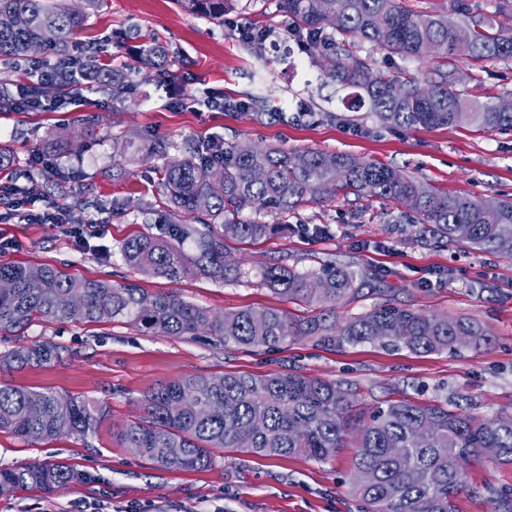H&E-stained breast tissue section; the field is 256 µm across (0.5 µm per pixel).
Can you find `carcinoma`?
Listing matches in <instances>:
<instances>
[{"label":"carcinoma","mask_w":512,"mask_h":512,"mask_svg":"<svg viewBox=\"0 0 512 512\" xmlns=\"http://www.w3.org/2000/svg\"><path fill=\"white\" fill-rule=\"evenodd\" d=\"M188 13L213 21L237 8V0H178ZM74 9L66 0H0V17H20L21 27L0 26V60L26 59L40 53L68 62L72 40L100 0H83ZM293 20V35L322 54L327 82L349 91L348 107L367 108L392 128L468 126L481 132L512 130V112L497 104L469 99L457 89L448 57L496 61L512 58V10L499 16L475 15L470 0H450L448 12L422 13L406 0H278ZM466 20L471 41L461 47L455 33ZM274 31L255 28L239 33L259 52ZM367 42L388 56L440 61L420 82L406 72L371 68L350 48ZM169 58L168 49L150 40L130 69L145 75ZM119 98L130 83L97 61ZM260 90L228 109L264 111ZM168 202L164 228L139 234L122 246L125 263L148 277L177 278L192 269L215 282H254L288 300L321 308L297 321L275 309L245 308L216 312L175 291L149 293L134 284L78 278L49 266L0 263V333H19L37 321L104 323L121 321L145 335L206 336L226 347L272 351L290 341L312 337L323 344L371 340L416 355L461 350L458 338L478 348L491 342L481 323L423 314L392 304L336 321V303L356 291V275L341 265L320 272L273 264L251 272L227 256L226 241L257 242L288 231L284 218L308 204H324L339 195L376 196L413 214L418 236L512 259V198L448 193L423 184L386 164L363 157L321 151L289 152L260 145L247 151L224 144L222 157L209 146L187 143L183 154L166 161L162 180ZM245 211L272 213L275 224L240 219ZM191 243L185 247L184 243ZM59 347L46 341L0 353V373L59 359ZM142 414L120 424L115 436L125 448L164 468L200 469L211 465L213 450L264 457L303 456L328 462L356 439L357 457L349 493L362 512H453L465 488L464 462L497 448L496 462L512 464V412L480 418L457 412L440 401L387 400L368 417L353 413V399L341 384L298 370L255 375L245 372L187 374L161 383L139 398ZM107 406L89 397L36 391L0 380V432L30 443L96 435ZM80 474L70 465L0 467V494L18 490H56Z\"/></svg>","instance_id":"obj_1"}]
</instances>
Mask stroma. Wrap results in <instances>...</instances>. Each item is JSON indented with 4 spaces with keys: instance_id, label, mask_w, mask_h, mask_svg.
<instances>
[{
    "instance_id": "obj_1",
    "label": "stroma",
    "mask_w": 512,
    "mask_h": 512,
    "mask_svg": "<svg viewBox=\"0 0 512 512\" xmlns=\"http://www.w3.org/2000/svg\"><path fill=\"white\" fill-rule=\"evenodd\" d=\"M269 26L276 36L262 55L238 41L236 28ZM158 38L174 52L169 65L148 77H133L124 100L100 84L86 91L82 106L57 112H1L0 151L9 158L0 178L30 174L38 187L33 210L55 205L74 217H94L98 242L107 253L80 249L60 228L0 222V236L15 251L1 263L49 265L86 279L135 283L147 292H179L218 312L279 309L294 318L305 306L250 283L218 284L193 273L177 279L146 277L128 267L122 243L157 232L146 207L164 213L158 192L164 159L133 165L113 181L112 135L123 133L128 150L141 152L149 139L169 143L176 157L184 143L214 137L228 142L349 153L392 166L416 180L451 192L512 198V131L480 132L467 126L389 129L369 112L349 111L342 93L327 85L317 53L289 31L277 0H239L223 22L181 10L174 0H105L79 31L82 47L98 50L112 69L131 65L139 46ZM459 90L498 102L512 93V61L453 60ZM259 84L267 112L212 108L209 97L238 98ZM66 176L30 170L36 148L57 135ZM287 234L255 243L229 242L228 254L245 268L269 264L319 270L336 263L357 273V292L339 303L346 319L393 303L425 314L470 318L486 326L490 345L419 356L373 341L320 345L303 338L268 352L224 347L185 337L148 336L124 323L38 322L22 335L0 336V351L47 340L61 346V361L28 367L10 376L14 384L62 395H89L111 413L97 436L62 437L31 444L0 433V466L65 461L84 478L46 493L0 495V512H361L344 482L357 453L338 450L321 463L305 457L268 459L216 450L209 468H161L136 456L114 438V428L134 419L140 394L158 383L191 373L267 374L295 366L306 374L336 380L356 396V409L371 410L390 399L459 403L480 417L512 407V259L454 244L419 238L417 228L393 203L377 197L341 196L289 215ZM467 488L455 512H493L496 495L512 490V465L485 459L469 466Z\"/></svg>"
}]
</instances>
